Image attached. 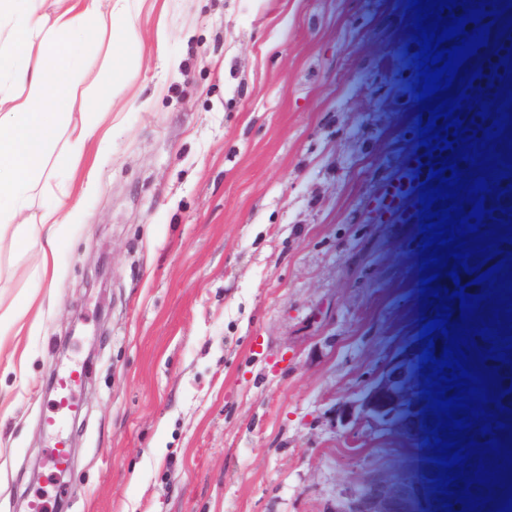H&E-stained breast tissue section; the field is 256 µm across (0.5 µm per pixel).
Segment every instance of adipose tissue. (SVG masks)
Instances as JSON below:
<instances>
[{
	"label": "adipose tissue",
	"instance_id": "1",
	"mask_svg": "<svg viewBox=\"0 0 512 512\" xmlns=\"http://www.w3.org/2000/svg\"><path fill=\"white\" fill-rule=\"evenodd\" d=\"M142 0H0V240L28 252L44 239L37 266L48 272L55 229L75 203L71 192L31 214L34 191L48 186L45 160L59 126L80 150L97 129L71 119L80 62L104 42L120 49L139 36Z\"/></svg>",
	"mask_w": 512,
	"mask_h": 512
}]
</instances>
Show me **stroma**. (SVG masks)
<instances>
[{
    "label": "stroma",
    "instance_id": "stroma-1",
    "mask_svg": "<svg viewBox=\"0 0 512 512\" xmlns=\"http://www.w3.org/2000/svg\"><path fill=\"white\" fill-rule=\"evenodd\" d=\"M467 2L497 14L473 71L512 0ZM139 23L120 70L84 62L74 110L112 131L52 171L97 179L53 279L0 249V301L32 300L0 333V512H337L428 476L419 197L370 215L422 150L408 0H146ZM413 188L414 181L401 176L385 183L372 201L371 213L374 220L385 222L398 216ZM79 380V373L73 375L72 372L68 373L66 376L59 380V385L62 389L57 393L55 402L57 408L61 411L60 415L72 409L74 404L72 392L74 387L78 384ZM389 505L375 480H370L360 491L352 494L346 506L337 512H391Z\"/></svg>",
    "mask_w": 512,
    "mask_h": 512
}]
</instances>
